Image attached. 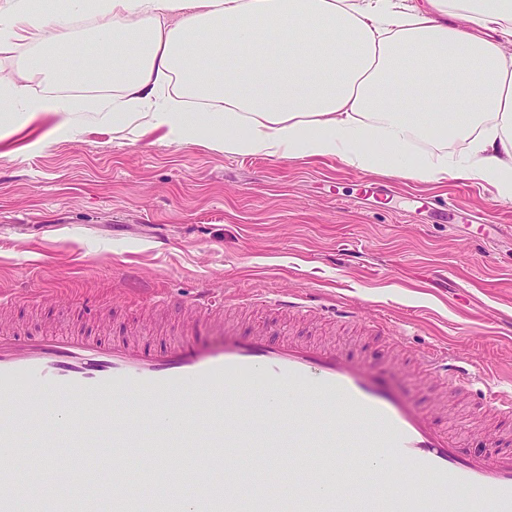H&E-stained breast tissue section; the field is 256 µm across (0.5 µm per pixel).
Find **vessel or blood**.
Masks as SVG:
<instances>
[{
    "mask_svg": "<svg viewBox=\"0 0 512 512\" xmlns=\"http://www.w3.org/2000/svg\"><path fill=\"white\" fill-rule=\"evenodd\" d=\"M237 302L314 313L285 297ZM210 327L218 337L211 346L184 338L159 351L136 341L23 337L0 327V448L14 449L17 458L0 466V512H415L411 486L428 512H458L472 495L487 512H512V451L465 454L443 408L406 401L341 347L245 336L220 318ZM418 363L449 388L473 389L470 360L435 350ZM108 403L118 412L105 411ZM473 408L494 418L490 435L512 426L511 390L487 387ZM349 440L380 466L402 464L399 484L353 491L338 450ZM185 447L194 450L187 459ZM134 448L149 458L146 499L127 487ZM245 448L260 451L248 467L239 462ZM298 453L308 458L306 472L292 464ZM77 461L93 481L60 477ZM181 461L195 475L189 495L167 477ZM23 464L45 475L24 503L14 491ZM217 470L223 480H212ZM270 472L277 484L264 481Z\"/></svg>",
    "mask_w": 512,
    "mask_h": 512,
    "instance_id": "b4317fda",
    "label": "vessel or blood"
}]
</instances>
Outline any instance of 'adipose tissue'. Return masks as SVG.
<instances>
[{
	"instance_id": "ef3b65f1",
	"label": "adipose tissue",
	"mask_w": 512,
	"mask_h": 512,
	"mask_svg": "<svg viewBox=\"0 0 512 512\" xmlns=\"http://www.w3.org/2000/svg\"><path fill=\"white\" fill-rule=\"evenodd\" d=\"M87 15L105 23L81 45L69 21ZM0 38L49 43L34 66L55 85L111 65L121 123L175 143L216 126L228 155L477 180L512 202V0H70L65 19L0 0ZM175 78L181 97L162 96ZM190 98L203 121L187 118ZM73 110L0 75L1 129L20 113L64 128Z\"/></svg>"
}]
</instances>
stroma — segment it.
<instances>
[{
    "mask_svg": "<svg viewBox=\"0 0 512 512\" xmlns=\"http://www.w3.org/2000/svg\"><path fill=\"white\" fill-rule=\"evenodd\" d=\"M40 53L0 41V70L38 94L113 97L108 84L48 85L28 67ZM70 121L61 130L45 115L0 139V289L29 293L8 309L21 335L134 337L157 349L186 334L201 289L291 294L319 315L252 308L228 319L354 353L423 408L444 402L468 450L487 451L466 426L470 401L401 367L391 339L413 356L436 346L467 357L479 384L512 388V203L473 181L362 172L334 157L231 156L210 131L176 144L107 112ZM130 265L166 305L126 293ZM333 304L355 320L331 318Z\"/></svg>",
    "mask_w": 512,
    "mask_h": 512,
    "instance_id": "obj_1",
    "label": "stroma"
}]
</instances>
